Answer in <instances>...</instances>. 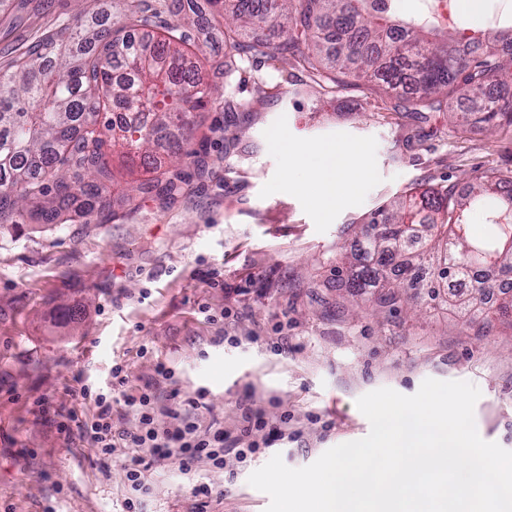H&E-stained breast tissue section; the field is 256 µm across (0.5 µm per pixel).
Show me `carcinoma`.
Listing matches in <instances>:
<instances>
[{"label":"carcinoma","mask_w":512,"mask_h":512,"mask_svg":"<svg viewBox=\"0 0 512 512\" xmlns=\"http://www.w3.org/2000/svg\"><path fill=\"white\" fill-rule=\"evenodd\" d=\"M145 0H123L118 27L89 24L86 12L45 34L0 70V228L24 211L42 224L90 220L112 207L115 165L149 167L139 193L177 200L186 178L176 159L190 156L183 141L192 114L208 105L233 112L231 97L214 96L248 55L265 56L309 72L322 89L346 79L382 83L395 93L396 110L425 118L444 111L453 91L463 93L457 122L483 115L488 129L512 127V58L500 33H483V55L457 49L458 35L418 26L376 0H208L223 21L228 50L199 72L196 59L211 31L192 18L194 0H170L178 20L146 42L131 32L150 26ZM267 31L264 39L254 33ZM502 190L494 175L461 192L454 185L413 187L359 228L361 239L341 258L353 297L380 288L376 306L391 313L414 303L408 289L430 270L423 287L435 300L441 289L472 283L474 293L495 287L487 273L512 277V180ZM481 207L491 233L467 223ZM379 258V267L366 265Z\"/></svg>","instance_id":"1"}]
</instances>
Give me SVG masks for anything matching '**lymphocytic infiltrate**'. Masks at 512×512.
<instances>
[{"mask_svg":"<svg viewBox=\"0 0 512 512\" xmlns=\"http://www.w3.org/2000/svg\"><path fill=\"white\" fill-rule=\"evenodd\" d=\"M128 383L123 366L113 367L112 382L107 389L94 392L86 388L82 391L83 398L91 399L94 404L91 419L82 421L73 414L68 420L59 422L57 430L64 436L80 430L104 456L114 455L120 448L132 449L133 454L124 470L133 495L126 498L125 509L126 512H137V497L148 490L146 473L150 466L175 457L181 470L187 473L203 461L210 462L214 468H223L226 439L223 430L204 431L200 428L194 411L202 407L205 391H198L196 397L188 399L187 409L171 411L173 427L161 428L156 423L153 395L130 389ZM117 397L121 398L127 411L137 416L136 428L114 425L113 400Z\"/></svg>","mask_w":512,"mask_h":512,"instance_id":"lymphocytic-infiltrate-1","label":"lymphocytic infiltrate"}]
</instances>
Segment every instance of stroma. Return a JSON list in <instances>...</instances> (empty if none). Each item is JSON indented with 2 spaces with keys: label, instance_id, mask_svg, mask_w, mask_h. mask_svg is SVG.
Returning a JSON list of instances; mask_svg holds the SVG:
<instances>
[{
  "label": "stroma",
  "instance_id": "stroma-1",
  "mask_svg": "<svg viewBox=\"0 0 512 512\" xmlns=\"http://www.w3.org/2000/svg\"><path fill=\"white\" fill-rule=\"evenodd\" d=\"M82 0H6L0 66L44 30L71 22ZM263 56L244 59L225 92L240 107L197 113L185 149L186 190L173 204L130 194L144 169L121 173L112 207L90 223L0 229V512H124L126 450L98 455L58 421L93 413L82 387L107 382L123 364L131 386L149 388L159 427L176 398L205 391L202 428L237 436L242 409L269 423L289 415L288 437L228 457L217 470L177 460L148 471L141 512H193L194 489L214 487L212 512H265L249 475L274 455L300 468L329 448L367 436L356 400L382 387L401 394L423 380L467 381L481 396L479 435L512 451V327L463 324L451 305L417 317L354 315L338 274L340 249L388 199L415 184L462 185L512 176V134L490 133L479 115L456 129L436 113L418 122L392 111L384 88L350 85L335 95L308 86ZM335 145L361 156L363 174L327 204L305 154ZM217 270L212 287L204 271ZM80 316L62 320L60 308ZM165 362L171 380L157 376Z\"/></svg>",
  "mask_w": 512,
  "mask_h": 512
}]
</instances>
